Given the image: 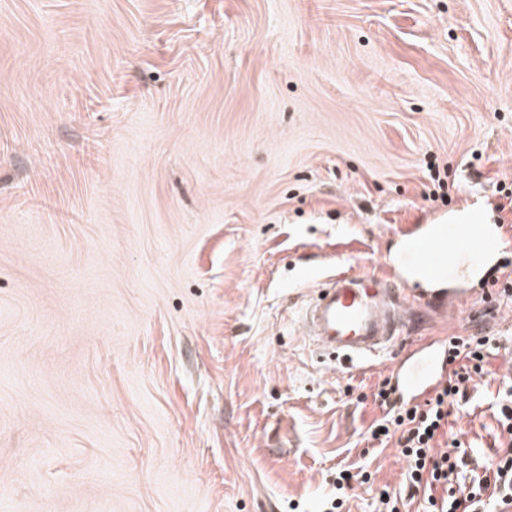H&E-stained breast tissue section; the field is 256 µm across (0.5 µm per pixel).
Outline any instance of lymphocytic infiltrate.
Wrapping results in <instances>:
<instances>
[{
  "instance_id": "lymphocytic-infiltrate-1",
  "label": "lymphocytic infiltrate",
  "mask_w": 512,
  "mask_h": 512,
  "mask_svg": "<svg viewBox=\"0 0 512 512\" xmlns=\"http://www.w3.org/2000/svg\"><path fill=\"white\" fill-rule=\"evenodd\" d=\"M491 336L458 337L452 351L454 367L446 384L422 406L395 404L389 382H382L374 400L386 414L371 427L379 442L395 441L408 468L406 479L421 494L425 512H476L477 507H512V381L502 383L496 407L502 441L481 464L467 462L468 451L459 440L449 449H437L439 437L449 431L451 406L467 395L473 376L485 373L486 359L497 348Z\"/></svg>"
}]
</instances>
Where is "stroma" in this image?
Segmentation results:
<instances>
[{"label":"stroma","instance_id":"1","mask_svg":"<svg viewBox=\"0 0 512 512\" xmlns=\"http://www.w3.org/2000/svg\"><path fill=\"white\" fill-rule=\"evenodd\" d=\"M512 187V0H0V512L410 495L299 312ZM481 303L420 325L483 333ZM492 351L449 423L498 447ZM353 468L341 469L336 471V497L329 501L330 507L323 510L327 512H340L343 506V497L346 495L347 490L353 488V484L362 485L369 482L371 474L366 470L353 472Z\"/></svg>","mask_w":512,"mask_h":512}]
</instances>
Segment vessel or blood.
<instances>
[{"label":"vessel or blood","mask_w":512,"mask_h":512,"mask_svg":"<svg viewBox=\"0 0 512 512\" xmlns=\"http://www.w3.org/2000/svg\"><path fill=\"white\" fill-rule=\"evenodd\" d=\"M400 251L375 271L347 269L326 277L303 311L306 337L320 352L367 363L396 353L387 376L398 402L418 405L446 384L448 339L406 340V311L438 315L463 310L473 298L497 304L499 292L474 295L471 280L507 240L504 225L484 208L468 206L459 219L437 216L401 229Z\"/></svg>","instance_id":"vessel-or-blood-1"}]
</instances>
